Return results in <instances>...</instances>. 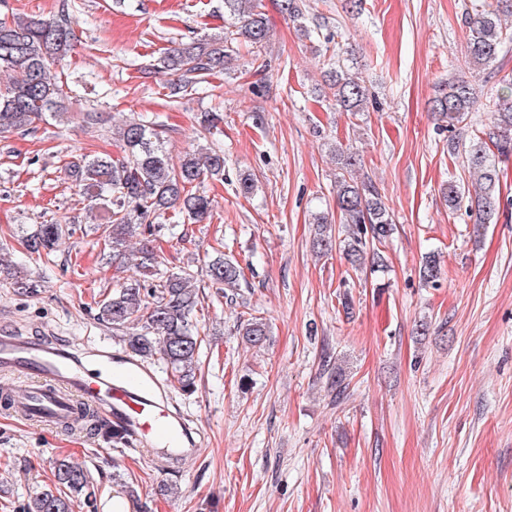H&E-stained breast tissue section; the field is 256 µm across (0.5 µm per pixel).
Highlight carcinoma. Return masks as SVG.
<instances>
[{"label": "carcinoma", "instance_id": "carcinoma-1", "mask_svg": "<svg viewBox=\"0 0 512 512\" xmlns=\"http://www.w3.org/2000/svg\"><path fill=\"white\" fill-rule=\"evenodd\" d=\"M224 13L236 19L233 28L224 35L205 42H192L170 49L160 60L163 68L178 76L170 84L169 98H180L182 91L201 83L205 78L224 73L235 53V47L247 44L251 50V66L264 70L268 66L263 54L269 38L261 0H224ZM512 16V0H478L472 4L466 24L468 39L465 65L471 72L491 69L508 45L512 44V28L504 19ZM72 22L61 15L43 20L14 15L11 21L0 23V68L8 73L7 85L0 89V133L27 130L48 116L62 114L65 100L72 88L57 76L75 46ZM330 94L336 105L346 112L364 111L367 88L350 69L328 58ZM479 90L460 73L445 83L431 101L430 111L453 131L476 111ZM125 156L86 155L82 162L68 166L89 210L98 208L100 201L112 196V206L100 215L97 229L101 230L104 247L112 250V262L128 276L112 289L99 310L103 320L121 332L125 352L148 357L158 352L171 367L174 380L183 392L195 384L199 355V331L194 322L201 304L199 291L191 276L163 272L149 242L142 241L135 251H126V243L144 224L166 210L179 207V212L194 223L203 224L213 217V200L198 190L206 179L224 177V150L201 146L187 150L178 163L171 162L156 131V123L133 118L117 128ZM488 141L473 139L468 151L469 171L476 174L479 192L476 199L465 201V194L456 184L444 188L448 208H467L475 215V223L487 224L500 208L499 173L490 159L487 143H492L502 156L512 153V97L496 103ZM336 213L338 229L332 228L329 211L314 214L316 224L314 247L332 250L334 236H341L348 263L371 269L385 265V258L375 244L385 242L393 233L391 216L383 196L370 180H358L360 159L353 152L336 149ZM72 233L69 224H39L23 238L26 252L33 256H48L55 251L64 236ZM440 273L434 255L426 257L421 276L424 282H434ZM209 286L222 292L238 288L243 272L237 261L220 254L209 261L206 270ZM14 291L32 294L38 288L22 271L12 274ZM243 336L253 346L266 341L268 325L252 317L242 325ZM55 489L35 494L28 512H72V497L95 493L89 472L68 461L60 460L55 467Z\"/></svg>", "mask_w": 512, "mask_h": 512}]
</instances>
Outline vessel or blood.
I'll return each mask as SVG.
<instances>
[{
    "mask_svg": "<svg viewBox=\"0 0 512 512\" xmlns=\"http://www.w3.org/2000/svg\"><path fill=\"white\" fill-rule=\"evenodd\" d=\"M0 372L11 377L0 394L31 420L71 424L84 404L121 431L126 447L152 448L172 460L198 451L190 425L148 388L153 372L147 365L126 360L119 370H96L55 338L35 340L9 329L0 332Z\"/></svg>",
    "mask_w": 512,
    "mask_h": 512,
    "instance_id": "1",
    "label": "vessel or blood"
}]
</instances>
